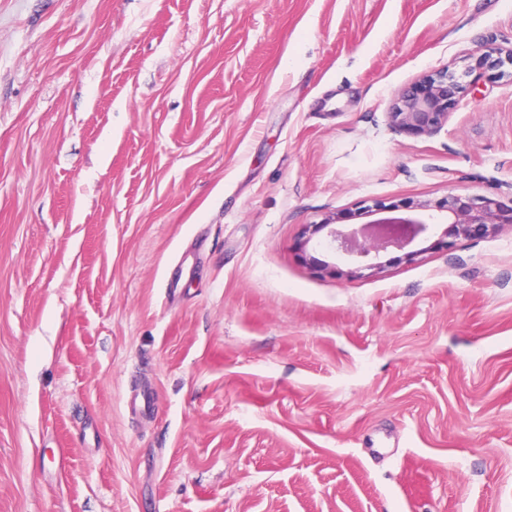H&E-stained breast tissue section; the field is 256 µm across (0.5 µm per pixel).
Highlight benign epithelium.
<instances>
[{"mask_svg": "<svg viewBox=\"0 0 512 512\" xmlns=\"http://www.w3.org/2000/svg\"><path fill=\"white\" fill-rule=\"evenodd\" d=\"M462 89L453 73L440 71L423 76L402 90L392 112L388 113L390 126L417 136L438 133L448 122L449 111L459 105ZM438 211L440 214L429 213L423 219L383 218L351 230L339 227L332 216L319 224L305 225L299 249L307 264L336 273V267L319 262L307 252L310 242L323 232L327 248L356 264L346 275L358 277L364 270L375 272L386 266L380 261L381 253L390 248L402 250L416 238L434 234L442 222L448 223V227L440 238L424 248L406 252L404 259L413 261L435 248L450 249L459 239L474 240L496 234L501 225L512 224V196L504 200L499 196L450 194L438 206Z\"/></svg>", "mask_w": 512, "mask_h": 512, "instance_id": "obj_1", "label": "benign epithelium"}]
</instances>
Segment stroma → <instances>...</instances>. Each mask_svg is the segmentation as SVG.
I'll return each instance as SVG.
<instances>
[{
    "mask_svg": "<svg viewBox=\"0 0 512 512\" xmlns=\"http://www.w3.org/2000/svg\"><path fill=\"white\" fill-rule=\"evenodd\" d=\"M511 51L512 0H0V512H512V224L297 248L512 195ZM463 85L448 70L424 75L405 87L392 112L390 126L399 132L434 135L448 122L449 111L459 105ZM442 215L429 213L425 219L414 217H389L359 228L345 230L338 227L332 216L320 224H306L299 241L302 257L309 265H316L324 271L336 274V267L319 261L308 254L307 248L316 235L326 231L324 244L336 254L343 256L357 266L346 272L347 276H363L362 271H380L387 263L380 261L381 253L389 248L404 250L420 236L434 234L437 224L446 218L448 227L440 238L427 247L408 251L402 259L414 261L424 252L447 247L451 249L459 239L474 240L496 234L503 224H512V195L507 200L497 196H465L449 194L446 201L437 207ZM452 238V241L445 239Z\"/></svg>",
    "mask_w": 512,
    "mask_h": 512,
    "instance_id": "1",
    "label": "stroma"
}]
</instances>
